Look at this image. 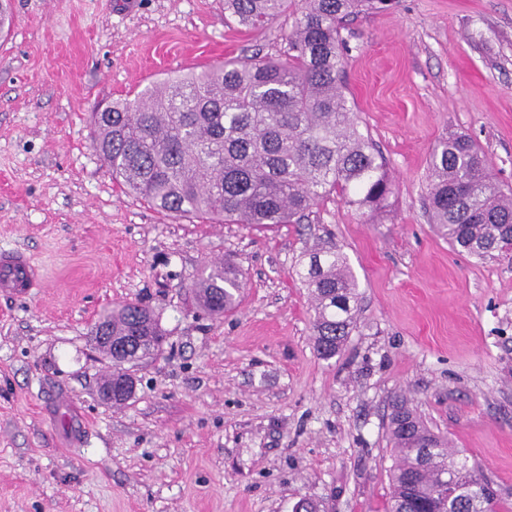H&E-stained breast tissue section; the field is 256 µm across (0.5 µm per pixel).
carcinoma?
I'll list each match as a JSON object with an SVG mask.
<instances>
[{
	"instance_id": "obj_1",
	"label": "carcinoma",
	"mask_w": 512,
	"mask_h": 512,
	"mask_svg": "<svg viewBox=\"0 0 512 512\" xmlns=\"http://www.w3.org/2000/svg\"><path fill=\"white\" fill-rule=\"evenodd\" d=\"M392 0H298L283 58L255 55L168 77L132 99L92 112L95 150L112 179L147 205L175 216L231 224H299L336 195L365 214L386 211L393 181L372 139L361 132L344 84L341 30ZM288 0H224L237 26L260 33ZM427 209L455 249L485 259L512 254V194L491 180L486 155L456 133L430 155ZM297 271L314 304V346L329 360L357 323L360 296L331 234L315 237ZM244 287L231 261L210 265L197 283L199 307L221 317ZM99 323L112 331L114 404L135 388L127 366L162 350L158 316L138 302ZM396 456L390 512H435L441 477L465 475L450 512H496L497 493L466 453L449 447L402 405L389 422Z\"/></svg>"
}]
</instances>
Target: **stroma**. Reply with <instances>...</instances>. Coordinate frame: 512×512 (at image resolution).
Listing matches in <instances>:
<instances>
[{
    "mask_svg": "<svg viewBox=\"0 0 512 512\" xmlns=\"http://www.w3.org/2000/svg\"><path fill=\"white\" fill-rule=\"evenodd\" d=\"M0 40V247L46 273L0 291V512H388L387 434L406 402L481 467L512 512V259L453 250L429 221V155L464 133L512 190V0H394L342 31L347 95L395 184L389 212L333 196L310 227L167 216L124 194L92 144L99 102L220 61L283 53L222 0H13ZM329 228L361 311L318 356L296 275ZM245 286L216 318L205 265ZM138 301L167 340L119 406L96 395L109 360L90 332Z\"/></svg>",
    "mask_w": 512,
    "mask_h": 512,
    "instance_id": "obj_1",
    "label": "stroma"
}]
</instances>
